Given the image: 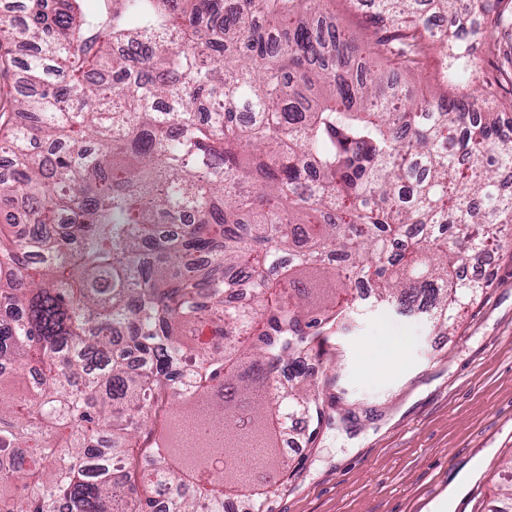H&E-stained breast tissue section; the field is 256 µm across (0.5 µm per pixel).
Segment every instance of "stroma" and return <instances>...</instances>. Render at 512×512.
Returning <instances> with one entry per match:
<instances>
[{
	"label": "stroma",
	"mask_w": 512,
	"mask_h": 512,
	"mask_svg": "<svg viewBox=\"0 0 512 512\" xmlns=\"http://www.w3.org/2000/svg\"><path fill=\"white\" fill-rule=\"evenodd\" d=\"M495 281L452 334L377 310L319 360L325 409L311 440L283 450L288 479L272 512H436L457 472L477 477L453 512H494L512 458V247L488 246ZM404 336L400 357L372 360L381 337Z\"/></svg>",
	"instance_id": "35a3bbf8"
}]
</instances>
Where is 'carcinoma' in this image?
Listing matches in <instances>:
<instances>
[{"mask_svg": "<svg viewBox=\"0 0 512 512\" xmlns=\"http://www.w3.org/2000/svg\"><path fill=\"white\" fill-rule=\"evenodd\" d=\"M22 0L0 22V512L264 509L280 440L325 402L304 363L366 307L448 335L493 283L460 269L512 225V103L404 71L512 31V0ZM292 371L282 381V368ZM332 8L338 22L344 29L360 40L370 37L375 27L371 22V10L367 7H357L349 0H333Z\"/></svg>", "mask_w": 512, "mask_h": 512, "instance_id": "carcinoma-1", "label": "carcinoma"}]
</instances>
